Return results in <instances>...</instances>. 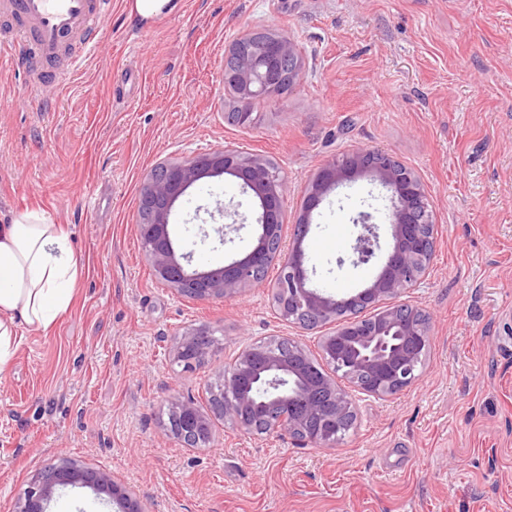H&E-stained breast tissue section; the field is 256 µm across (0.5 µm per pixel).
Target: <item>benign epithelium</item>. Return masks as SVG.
Returning <instances> with one entry per match:
<instances>
[{"label": "benign epithelium", "mask_w": 512, "mask_h": 512, "mask_svg": "<svg viewBox=\"0 0 512 512\" xmlns=\"http://www.w3.org/2000/svg\"><path fill=\"white\" fill-rule=\"evenodd\" d=\"M262 49L270 71L261 72L251 56L229 46L224 84L239 102V116L247 120L245 106L262 97L282 93L302 72L295 41L285 33L265 41ZM231 176L256 202L260 232L245 256L205 270L188 269L190 255L177 253L170 235V217L176 202L206 177ZM368 176L389 194L391 243L385 262L365 288L350 294L329 293L317 287L305 267L302 243L311 217L331 191L345 181ZM286 185L278 168L259 156L220 149L160 163L147 176L139 197L144 219L136 224L145 244V257L156 278L176 294L195 300L229 299L266 285L261 268L271 257L280 259L281 275L273 302L281 319L308 329L323 320L332 331L322 336L323 375L310 379L305 365L312 355L298 341L282 337L247 346L208 385L210 413L191 400L173 397L170 434L179 442L194 437L196 447L211 442V417H219L251 436L288 434L318 448H337L348 426L356 421L353 393L378 399L392 397L417 378L429 347V325L422 308L402 300L407 290L425 278L434 253L435 224L425 187L412 169H402L390 153L357 148L323 164L304 191L302 213L290 239L283 237ZM369 212L354 223L363 227L352 247V263L368 262L379 248L377 225ZM215 350L213 331L188 328L177 338L173 360L186 367L197 365ZM89 487L107 494L117 512H144L139 499L126 486L99 470L63 461L46 469L26 489L12 512H47V503L63 487Z\"/></svg>", "instance_id": "obj_1"}]
</instances>
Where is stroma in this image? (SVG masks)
Segmentation results:
<instances>
[{
    "instance_id": "35a3bbf8",
    "label": "stroma",
    "mask_w": 512,
    "mask_h": 512,
    "mask_svg": "<svg viewBox=\"0 0 512 512\" xmlns=\"http://www.w3.org/2000/svg\"><path fill=\"white\" fill-rule=\"evenodd\" d=\"M258 28L297 44L302 78L227 114L224 52ZM57 73L45 98L0 73V221L30 209L71 233L81 271L69 310L24 330L0 373V512L48 465L70 460L123 483L146 512H512V0H179L144 24L112 0L98 51ZM231 147L269 159L295 221L328 160L380 149L412 168L436 224L425 282L406 294L430 316L415 383L368 399L340 447L244 435L212 421L206 448L168 431L173 397L208 411L206 384L247 344L289 336L317 352L320 330L279 320L265 287L196 301L157 280L136 231L158 163ZM237 200L244 228L219 236L197 207ZM390 230L379 187L359 178L313 214L303 248L319 285L365 286L380 258L350 262L358 212ZM256 212L231 177L198 181L171 236L205 269L243 257ZM206 326L204 365L173 363L175 339Z\"/></svg>"
}]
</instances>
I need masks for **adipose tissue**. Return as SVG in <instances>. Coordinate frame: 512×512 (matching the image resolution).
Returning a JSON list of instances; mask_svg holds the SVG:
<instances>
[{"mask_svg":"<svg viewBox=\"0 0 512 512\" xmlns=\"http://www.w3.org/2000/svg\"><path fill=\"white\" fill-rule=\"evenodd\" d=\"M80 274L67 228L25 210L0 224V370L20 342V325L45 330L71 305Z\"/></svg>","mask_w":512,"mask_h":512,"instance_id":"1","label":"adipose tissue"}]
</instances>
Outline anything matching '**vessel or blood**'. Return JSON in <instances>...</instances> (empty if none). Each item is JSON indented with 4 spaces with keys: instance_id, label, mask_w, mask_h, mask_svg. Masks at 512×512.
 Returning a JSON list of instances; mask_svg holds the SVG:
<instances>
[{
    "instance_id": "obj_1",
    "label": "vessel or blood",
    "mask_w": 512,
    "mask_h": 512,
    "mask_svg": "<svg viewBox=\"0 0 512 512\" xmlns=\"http://www.w3.org/2000/svg\"><path fill=\"white\" fill-rule=\"evenodd\" d=\"M110 0H0V69L25 67V60L51 59L73 37L81 48L67 62L75 71L100 43V24ZM27 90L41 96L56 75L28 68Z\"/></svg>"
}]
</instances>
